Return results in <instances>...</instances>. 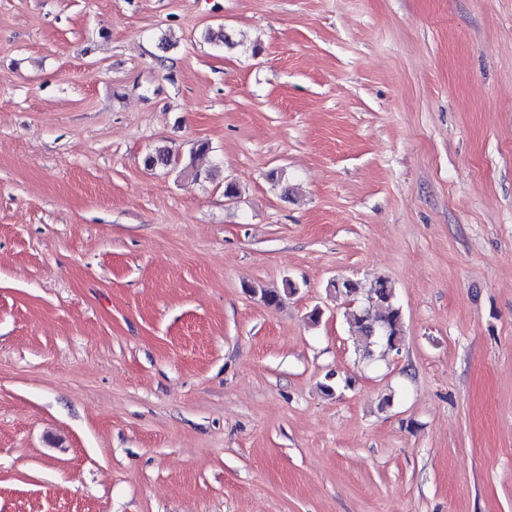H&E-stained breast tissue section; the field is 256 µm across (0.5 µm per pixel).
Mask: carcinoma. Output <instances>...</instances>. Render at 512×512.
<instances>
[{"instance_id": "obj_1", "label": "carcinoma", "mask_w": 512, "mask_h": 512, "mask_svg": "<svg viewBox=\"0 0 512 512\" xmlns=\"http://www.w3.org/2000/svg\"><path fill=\"white\" fill-rule=\"evenodd\" d=\"M144 165L150 169L158 166L176 167L179 165V159L170 151L159 149L145 156ZM295 290L296 285L287 280L281 291L261 290V298L267 305L278 307L285 297L294 293ZM351 321L354 323V330L363 337V346L366 348L378 344L393 350L403 340V314L396 304L393 287L385 279L377 281L370 296L366 298L365 304L352 314Z\"/></svg>"}]
</instances>
